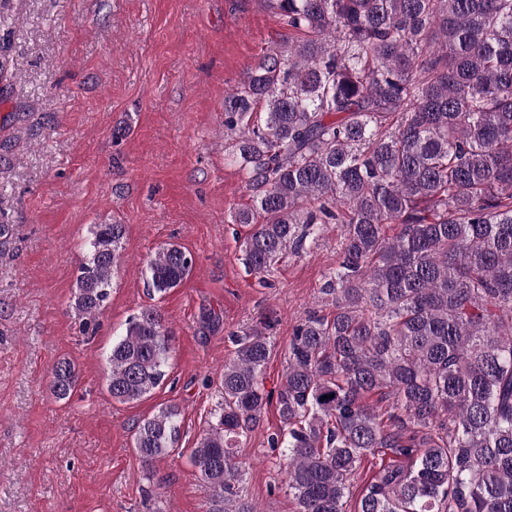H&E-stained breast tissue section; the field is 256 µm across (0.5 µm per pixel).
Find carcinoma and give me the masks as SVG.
<instances>
[{
	"label": "carcinoma",
	"instance_id": "obj_1",
	"mask_svg": "<svg viewBox=\"0 0 512 512\" xmlns=\"http://www.w3.org/2000/svg\"><path fill=\"white\" fill-rule=\"evenodd\" d=\"M269 5L302 39L267 50L224 98L252 198L234 214L251 226L243 261L267 273L324 224L343 225V241L320 288L333 311L294 328L277 392L263 381L270 321L230 334L221 400L191 455L204 491L220 512H255L237 448L274 402L284 428L268 444L298 512H344L350 477L378 448L408 465L382 469L358 512H512V0ZM124 235L95 224L85 243L74 309L86 325L110 297ZM194 264L159 248L149 293ZM170 350L158 309L132 316L108 358L112 400L160 386ZM75 383L57 361L53 396ZM179 428L172 405L137 422L142 462Z\"/></svg>",
	"mask_w": 512,
	"mask_h": 512
}]
</instances>
